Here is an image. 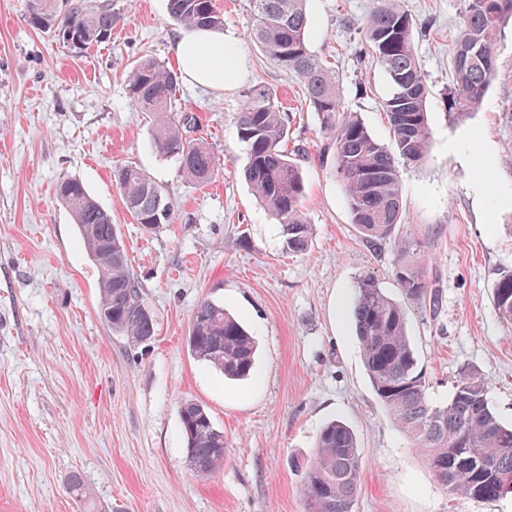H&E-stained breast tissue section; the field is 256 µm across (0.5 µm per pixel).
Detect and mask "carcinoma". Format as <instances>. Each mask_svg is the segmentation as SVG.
<instances>
[{"label":"carcinoma","mask_w":512,"mask_h":512,"mask_svg":"<svg viewBox=\"0 0 512 512\" xmlns=\"http://www.w3.org/2000/svg\"><path fill=\"white\" fill-rule=\"evenodd\" d=\"M308 0H251L255 24L251 37L281 69L295 73L301 92L316 112L320 127L332 134L336 175L342 182L351 223L365 242L377 246L399 223L402 197L399 162L418 163L430 147L426 112L427 84L413 44L414 21L395 0H374L363 23L365 53L387 75L391 93L381 108L393 134L391 152L358 116L343 110L335 72L308 46ZM172 21L187 27L220 29L224 18L216 0H167ZM512 19V0H464L452 44L453 80L448 112L464 116L477 109L495 77V48L502 27ZM29 25L54 33L74 53H83L112 36L124 22L121 9L93 0H29ZM130 100L159 120L152 146L162 158H174L182 175L204 185L218 160L211 148L191 135L195 118L176 113L178 72L145 59L127 73ZM248 163L244 178L257 200L281 226L284 249L307 251L312 225L304 213V149L290 152L288 115L276 92L265 85L247 89L235 117ZM113 181L137 223L153 231L174 219V206L162 187L143 169L118 166ZM71 211L82 242L100 270L98 314L113 331L142 343L156 335V323L142 303L140 286L127 263L126 250L112 215L81 181L66 177L55 188ZM393 275L406 299L436 308L439 294L417 266L418 243L395 244ZM500 318L512 321V273L495 288ZM353 322L366 373L378 401L395 425L424 453L437 484L452 495L490 501L512 492V427L504 425L488 401V382L464 369L448 401L428 398L425 373L408 336L404 307L364 274L354 285ZM191 354L226 380L249 376L256 344L224 305L207 298L195 306L186 336ZM186 459L194 473L208 476L224 465V432L207 409L192 400L179 404ZM360 453L354 431L332 421L319 432L316 450L301 467L299 493L304 512H353L360 487Z\"/></svg>","instance_id":"1"}]
</instances>
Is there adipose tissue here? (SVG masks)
Masks as SVG:
<instances>
[{"label": "adipose tissue", "mask_w": 512, "mask_h": 512, "mask_svg": "<svg viewBox=\"0 0 512 512\" xmlns=\"http://www.w3.org/2000/svg\"><path fill=\"white\" fill-rule=\"evenodd\" d=\"M172 53L184 81L215 91L223 90L226 76L238 62L235 47L216 29L181 30L172 42Z\"/></svg>", "instance_id": "1"}]
</instances>
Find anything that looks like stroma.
<instances>
[{
  "label": "stroma",
  "mask_w": 512,
  "mask_h": 512,
  "mask_svg": "<svg viewBox=\"0 0 512 512\" xmlns=\"http://www.w3.org/2000/svg\"><path fill=\"white\" fill-rule=\"evenodd\" d=\"M428 88L427 158L401 165L403 208L392 239L371 248L351 222L330 138L294 73L250 40L249 0H217L240 66L223 91L179 83L176 105L218 157L215 179L186 180L151 145L154 118L130 103L129 68L151 57L174 66L179 26L167 0H118L126 21L109 41L72 53L30 27L28 0H0V512H303L294 463L310 458L324 424L357 435L361 478L354 512H512L449 495L424 456L378 402L353 331V285L374 276L403 303L428 379L445 401L461 369L489 382L512 425V322L493 289L512 271V22L496 46V78L478 109L448 112L451 41L463 0H398ZM373 0H308L310 50L335 71L344 111L389 143L382 69L360 53ZM273 88L289 110V148H304L305 253L283 248L280 226L243 177L235 116L244 90ZM487 162L484 186L472 169ZM132 163L175 206L155 232L136 224L112 181ZM81 180L109 211L144 305L156 321L135 344L99 319V271L59 178ZM418 242L439 293L436 310L407 301L393 276L395 241ZM224 304L255 338L248 379L227 381L186 345L201 298ZM203 404L224 433V464L194 473L178 403ZM79 478L81 495L70 489Z\"/></svg>",
  "instance_id": "stroma-1"
}]
</instances>
